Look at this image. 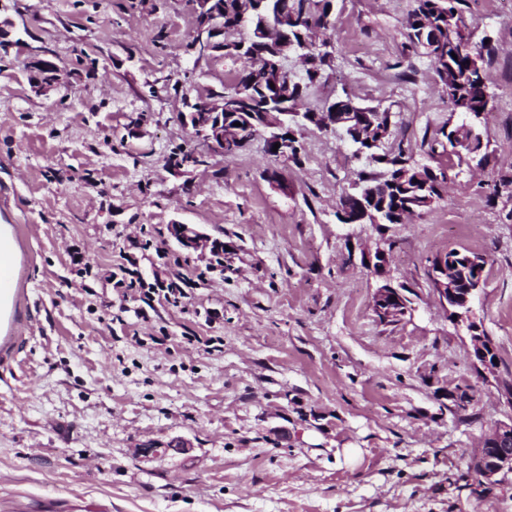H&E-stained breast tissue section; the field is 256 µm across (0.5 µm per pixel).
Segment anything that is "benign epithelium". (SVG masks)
I'll return each instance as SVG.
<instances>
[{
    "instance_id": "7a95c632",
    "label": "benign epithelium",
    "mask_w": 512,
    "mask_h": 512,
    "mask_svg": "<svg viewBox=\"0 0 512 512\" xmlns=\"http://www.w3.org/2000/svg\"><path fill=\"white\" fill-rule=\"evenodd\" d=\"M195 16V34L188 49L200 60L214 52L224 50V44L216 41V37L224 33V9L218 0H192ZM308 26L316 31L323 30L330 24V17L303 13H288V9L279 7L265 21V31L279 34L281 45L280 61L267 62L268 76L275 80L279 95L288 96V87L292 81L283 80L286 70L285 62L288 52L295 47L288 42V22ZM27 67L34 74L32 88L37 92L45 91L61 80L60 66L49 57L45 50H29L25 59ZM251 96L248 82L236 86L232 92L199 95L195 98L186 97L184 105L187 112L183 113L184 122L193 130L195 137L213 154L230 155L248 142L255 132L265 137L268 151L282 162L293 158L292 149L296 147L293 126L302 121L320 123L322 129L345 130L344 124L353 120L352 112H270L260 106V112H239L238 102ZM279 148H274V144ZM342 222L347 224L379 223L377 216H369L364 203H359L355 213L350 215L339 209ZM169 235L185 251L192 253L200 248L215 254L222 243L213 239L192 224L173 223L168 226ZM486 259L478 255L465 257L457 262L455 257L443 252L436 255L429 267L430 280L440 301L456 315V321L465 325L470 333L472 357L484 369L495 368L492 356L494 348L488 337L480 331L473 320V303L482 287L483 278L479 275H468L469 270H478L485 266ZM373 309L376 316L384 321H399L407 313V306L399 289L385 284L374 294ZM475 474L486 481L493 482L500 475L512 474V422L500 423L485 437L477 457L473 461Z\"/></svg>"
}]
</instances>
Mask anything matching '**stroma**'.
I'll return each mask as SVG.
<instances>
[{"label": "stroma", "mask_w": 512, "mask_h": 512, "mask_svg": "<svg viewBox=\"0 0 512 512\" xmlns=\"http://www.w3.org/2000/svg\"><path fill=\"white\" fill-rule=\"evenodd\" d=\"M414 7L335 0L328 77L303 104L389 112L380 153L447 170V188L406 223L344 224L339 197L386 168L333 130L297 127L296 164L258 136L175 169L199 143L172 76L205 94L242 68L187 52L189 0H0L63 69L37 93L0 53V220L23 251L0 340V512H512V475L472 469L512 420V0L462 5L493 47L484 159L467 163L442 134L462 116L405 37ZM172 223L223 239V263L182 250ZM449 249L487 261L474 312L494 373L429 279ZM386 282L408 300L396 323L372 307Z\"/></svg>", "instance_id": "1"}]
</instances>
